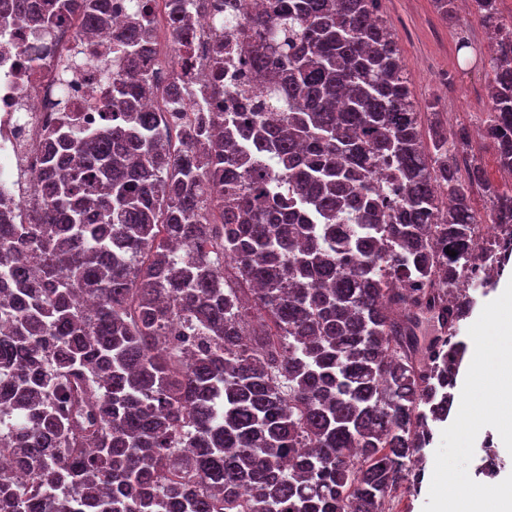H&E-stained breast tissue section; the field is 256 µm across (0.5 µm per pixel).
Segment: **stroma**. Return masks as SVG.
Segmentation results:
<instances>
[{
	"label": "stroma",
	"mask_w": 512,
	"mask_h": 512,
	"mask_svg": "<svg viewBox=\"0 0 512 512\" xmlns=\"http://www.w3.org/2000/svg\"><path fill=\"white\" fill-rule=\"evenodd\" d=\"M380 11L393 26L418 107L435 102L449 128H467L466 151L478 157L486 181L475 188L473 205L476 213H484L490 190H512V174L500 168L480 135L488 108V33L464 11L458 21H445L434 0H381Z\"/></svg>",
	"instance_id": "obj_1"
}]
</instances>
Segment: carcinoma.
<instances>
[{"label":"carcinoma","instance_id":"cac0c4a2","mask_svg":"<svg viewBox=\"0 0 512 512\" xmlns=\"http://www.w3.org/2000/svg\"><path fill=\"white\" fill-rule=\"evenodd\" d=\"M153 0H136L97 130L54 133L38 196L0 216V472L11 512H392L448 420L459 323L512 194L422 113L378 0H238L252 108L147 109ZM483 134L512 172V17ZM100 0H0L40 38ZM232 117L236 131L227 130ZM455 251L452 257L447 251ZM187 342L166 346L173 327Z\"/></svg>","mask_w":512,"mask_h":512}]
</instances>
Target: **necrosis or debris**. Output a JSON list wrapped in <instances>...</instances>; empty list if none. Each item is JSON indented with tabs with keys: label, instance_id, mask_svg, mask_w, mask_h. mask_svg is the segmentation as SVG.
I'll use <instances>...</instances> for the list:
<instances>
[{
	"label": "necrosis or debris",
	"instance_id": "obj_1",
	"mask_svg": "<svg viewBox=\"0 0 512 512\" xmlns=\"http://www.w3.org/2000/svg\"><path fill=\"white\" fill-rule=\"evenodd\" d=\"M218 0H196L193 15L197 27L181 36L189 45L188 62L154 64L151 73L156 90L181 81L196 94L211 97L210 109L230 112L249 107L256 91L255 74L243 65L234 45L245 33L244 23L225 29L224 37L233 48L224 56V94L211 96L209 67L213 37L212 18ZM112 16V27L79 39L75 24L56 29L51 39L56 51L84 56L86 62L75 70L66 88H59L52 59L36 58V39L30 31L8 29L0 34V191H7V203L18 209L37 188L45 168L41 143L65 114L74 112L88 129L102 124V105L108 98L106 75L112 69V48L118 29L132 14L131 0H103Z\"/></svg>",
	"mask_w": 512,
	"mask_h": 512
}]
</instances>
